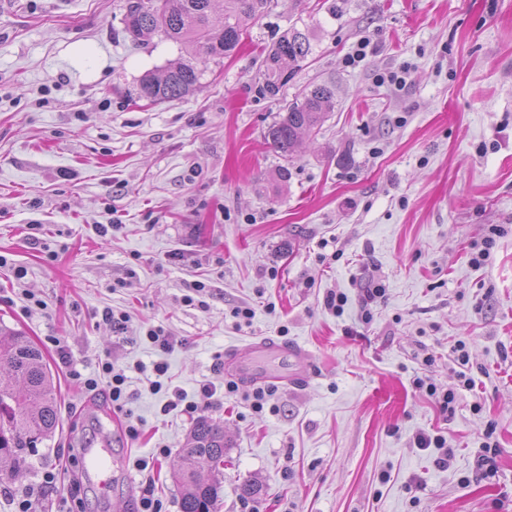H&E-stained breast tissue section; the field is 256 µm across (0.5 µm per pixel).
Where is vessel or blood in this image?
Wrapping results in <instances>:
<instances>
[{"mask_svg":"<svg viewBox=\"0 0 512 512\" xmlns=\"http://www.w3.org/2000/svg\"><path fill=\"white\" fill-rule=\"evenodd\" d=\"M293 347L266 339L244 348L228 349L224 365L231 369L237 380L248 387H258L268 382L297 384L298 378L287 369L290 358L295 357Z\"/></svg>","mask_w":512,"mask_h":512,"instance_id":"vessel-or-blood-1","label":"vessel or blood"}]
</instances>
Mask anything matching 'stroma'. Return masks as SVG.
Here are the masks:
<instances>
[{
    "label": "stroma",
    "instance_id": "35a3bbf8",
    "mask_svg": "<svg viewBox=\"0 0 512 512\" xmlns=\"http://www.w3.org/2000/svg\"><path fill=\"white\" fill-rule=\"evenodd\" d=\"M124 5L0 0V325L42 349L61 406L22 479L0 482V512L55 466L80 484L40 495L39 512H136L148 487L162 512H180L171 475L195 422L161 407L196 399L202 381L224 385L225 349L265 338L297 348L302 379L260 414L239 392L205 410L228 448L218 512H512V0H275L220 60L132 39ZM293 27L313 54L263 95L260 51ZM189 59L203 72L192 95L137 99L145 72ZM323 83L333 111L283 159L268 128ZM489 235V259L472 266ZM377 284L385 294L362 323ZM331 291L348 298L343 316L324 304ZM239 306L250 322L233 318ZM106 309L127 315L123 332ZM149 326L179 346L159 351ZM55 337L86 377L111 355L132 394L124 411L70 377ZM418 377L455 390L454 416ZM490 426L502 453L480 477ZM421 431L447 438L448 469L415 447ZM90 444L119 465L87 470L75 449Z\"/></svg>",
    "mask_w": 512,
    "mask_h": 512
}]
</instances>
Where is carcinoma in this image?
Wrapping results in <instances>:
<instances>
[{
	"instance_id": "cac0c4a2",
	"label": "carcinoma",
	"mask_w": 512,
	"mask_h": 512,
	"mask_svg": "<svg viewBox=\"0 0 512 512\" xmlns=\"http://www.w3.org/2000/svg\"><path fill=\"white\" fill-rule=\"evenodd\" d=\"M272 0H126L125 31L138 39L161 34L188 44L206 58H223L241 43L251 23L266 14ZM312 54L309 34L293 29L268 48L261 71V91L271 97L299 72ZM203 72L191 63H175L157 76L139 80L137 97L152 102L181 100L200 83ZM333 90L315 85L282 108L266 139L283 158L299 138L318 132L333 106ZM0 473L17 479L26 467L27 449L50 436L59 422L54 386L41 350L21 333L0 327ZM224 427L203 419L180 452L172 478L183 488L181 512H215L224 467Z\"/></svg>"
}]
</instances>
